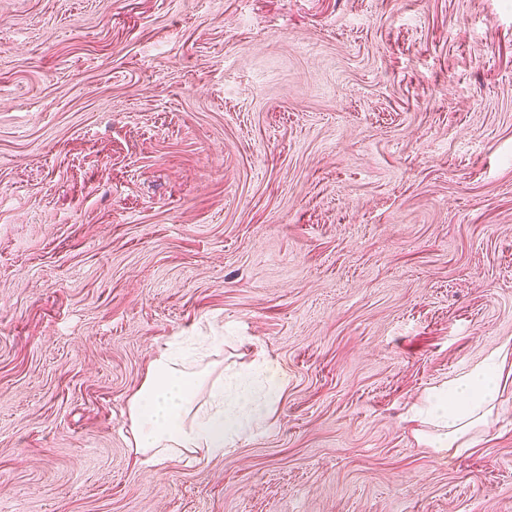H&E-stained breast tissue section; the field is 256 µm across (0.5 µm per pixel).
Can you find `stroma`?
<instances>
[{
  "instance_id": "stroma-1",
  "label": "stroma",
  "mask_w": 512,
  "mask_h": 512,
  "mask_svg": "<svg viewBox=\"0 0 512 512\" xmlns=\"http://www.w3.org/2000/svg\"><path fill=\"white\" fill-rule=\"evenodd\" d=\"M288 372L224 454L128 400ZM512 341V0H0V512H512L413 405ZM148 368L138 390L130 397L127 417L134 452L145 462L158 463L174 453L224 454L252 425H262L275 412L288 387V373H272L273 361L263 357L229 377H218L209 397L221 408L211 412L206 402L197 405L203 388L201 374L191 370L194 353L169 343ZM234 398L226 406V393Z\"/></svg>"
}]
</instances>
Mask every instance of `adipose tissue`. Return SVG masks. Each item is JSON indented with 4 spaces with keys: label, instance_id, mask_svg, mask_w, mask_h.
Returning <instances> with one entry per match:
<instances>
[{
    "label": "adipose tissue",
    "instance_id": "adipose-tissue-1",
    "mask_svg": "<svg viewBox=\"0 0 512 512\" xmlns=\"http://www.w3.org/2000/svg\"><path fill=\"white\" fill-rule=\"evenodd\" d=\"M511 355L508 348H500L487 362L425 396L418 408L425 426L420 439L457 455L481 441L501 408L504 365ZM192 360L180 342L170 343L129 399L134 451L147 462L154 464L174 453H223L250 425L269 421L288 387L287 372L273 373L268 358L209 386L193 370ZM204 388L218 402L217 411L199 404Z\"/></svg>",
    "mask_w": 512,
    "mask_h": 512
}]
</instances>
